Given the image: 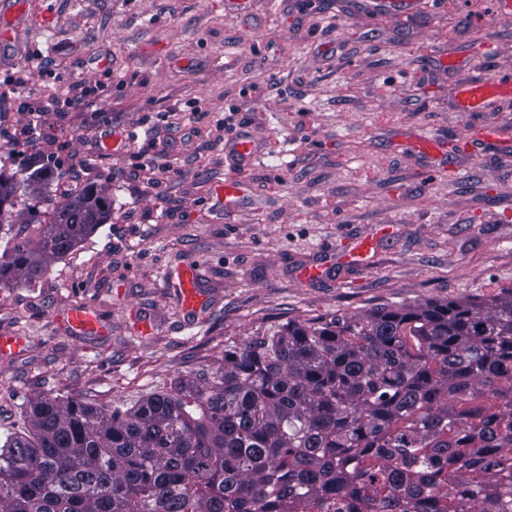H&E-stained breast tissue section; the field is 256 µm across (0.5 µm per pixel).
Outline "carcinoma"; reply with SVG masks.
<instances>
[{
    "label": "carcinoma",
    "mask_w": 512,
    "mask_h": 512,
    "mask_svg": "<svg viewBox=\"0 0 512 512\" xmlns=\"http://www.w3.org/2000/svg\"><path fill=\"white\" fill-rule=\"evenodd\" d=\"M53 169L0 170V261L33 284L112 213ZM488 396L490 408L475 404ZM512 512V289L289 321L126 410L38 396L0 435V512ZM13 220L15 224H4L0 230V254H2L8 240L11 239V245L17 241L15 237L31 239L33 229L38 226L32 224L27 227L25 224L27 214L21 210L15 212Z\"/></svg>",
    "instance_id": "cac0c4a2"
}]
</instances>
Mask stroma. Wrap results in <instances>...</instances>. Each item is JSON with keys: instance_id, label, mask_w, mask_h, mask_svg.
I'll use <instances>...</instances> for the list:
<instances>
[{"instance_id": "obj_1", "label": "stroma", "mask_w": 512, "mask_h": 512, "mask_svg": "<svg viewBox=\"0 0 512 512\" xmlns=\"http://www.w3.org/2000/svg\"><path fill=\"white\" fill-rule=\"evenodd\" d=\"M361 2L249 0L232 16L225 0H0V91L20 77L29 93L0 104V129L44 109L50 196L78 171L112 198L107 224L35 284L0 281V336L24 340L0 355V432L39 395L132 406L291 319L512 288V97L455 107L469 78L512 79V11L436 0L431 16L391 17ZM62 83L96 108L58 111ZM241 122L257 146L246 161L224 147ZM113 131L126 140L105 149ZM423 131L461 148L409 149ZM169 143L181 176L145 175L136 154ZM228 179L251 200L224 216ZM363 242V261H340ZM187 262L205 295L194 320L174 279ZM73 306L100 333L75 334ZM64 319L68 326L78 334H97L100 331L98 318L90 308H70L66 311Z\"/></svg>"}]
</instances>
